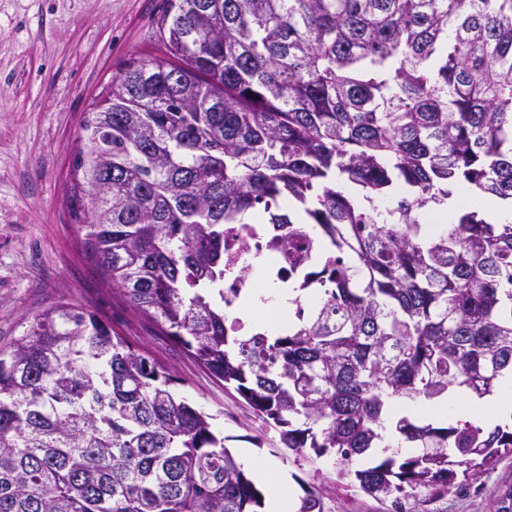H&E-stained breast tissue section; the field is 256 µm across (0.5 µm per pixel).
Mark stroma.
<instances>
[{
  "label": "stroma",
  "instance_id": "35a3bbf8",
  "mask_svg": "<svg viewBox=\"0 0 512 512\" xmlns=\"http://www.w3.org/2000/svg\"><path fill=\"white\" fill-rule=\"evenodd\" d=\"M166 0H0V347L61 302L107 320L177 378L215 416L233 454L249 451L283 472L294 498L316 488L324 512H391L389 502L339 479L326 459L296 454L233 387L195 364L136 315L86 259L70 197L79 133L92 103L128 62L162 58ZM426 512H512V456L482 469Z\"/></svg>",
  "mask_w": 512,
  "mask_h": 512
}]
</instances>
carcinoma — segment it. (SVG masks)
I'll use <instances>...</instances> for the list:
<instances>
[{"mask_svg":"<svg viewBox=\"0 0 512 512\" xmlns=\"http://www.w3.org/2000/svg\"><path fill=\"white\" fill-rule=\"evenodd\" d=\"M174 61L130 63L76 156L82 245L135 313L231 385L288 448L392 512L512 456V424L401 416L413 452L360 469L386 407L512 371V0H168ZM300 249L296 320L238 333L227 224ZM175 379L95 312L61 303L0 349V512H260L262 493ZM298 512H323L306 491ZM479 206L487 219L490 220V224H503L512 221V203L503 202L499 199L483 198Z\"/></svg>","mask_w":512,"mask_h":512,"instance_id":"1","label":"carcinoma"}]
</instances>
